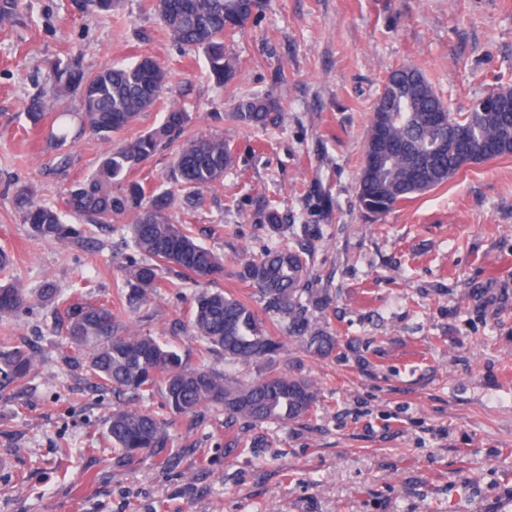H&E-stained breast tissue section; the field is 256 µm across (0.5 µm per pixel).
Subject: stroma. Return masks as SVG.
I'll return each instance as SVG.
<instances>
[{
	"instance_id": "35a3bbf8",
	"label": "stroma",
	"mask_w": 512,
	"mask_h": 512,
	"mask_svg": "<svg viewBox=\"0 0 512 512\" xmlns=\"http://www.w3.org/2000/svg\"><path fill=\"white\" fill-rule=\"evenodd\" d=\"M0 26V285L30 302L0 321V344L36 352L28 382L0 399V512H512V156L461 171L447 184L377 218L357 203L366 133L388 73L416 67L453 110L512 86V0H265L259 18L226 37L243 61L219 87L200 50L175 45L152 0H121L109 16L71 0H24ZM148 54L171 74L164 103L125 137L184 102L189 132L234 140L224 182L196 208H173L226 267L271 243L255 214L276 206L291 224H315L312 285L326 293L313 323L336 338L326 360L288 339L273 361L235 367L246 379L287 373L321 391L299 422L240 428L219 408L176 417L160 393L142 408L166 424V448L116 462L106 435L112 394L67 349L65 329L38 293L118 304L122 221L61 246L35 237L15 210L18 189L45 203L97 164L100 142L60 143L34 130L29 100L57 59L88 69ZM285 71L287 87L275 83ZM281 99L268 130L229 114L240 96ZM68 167H60L61 158ZM199 285L164 282L128 328L161 338L185 361L223 372L222 355L186 332ZM242 435L239 447L228 440ZM263 440L260 448L253 439Z\"/></svg>"
}]
</instances>
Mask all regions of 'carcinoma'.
I'll return each mask as SVG.
<instances>
[{"instance_id":"1","label":"carcinoma","mask_w":512,"mask_h":512,"mask_svg":"<svg viewBox=\"0 0 512 512\" xmlns=\"http://www.w3.org/2000/svg\"><path fill=\"white\" fill-rule=\"evenodd\" d=\"M83 14H110L119 0H73ZM21 0H0V25L11 24ZM262 8L259 0H155V10L169 38L182 47L204 52L210 78L217 85L237 78L238 58L224 53V35L242 30ZM168 83V72L151 55L120 66L87 72L75 59L55 63L53 84L29 100L27 118L33 127L52 116V138L64 142L70 121L79 130L105 144L112 135L134 125L150 111ZM79 98L73 112L68 100ZM511 87H495L465 111L450 112L430 82L416 68L402 66L390 72L374 104L366 137L362 174L356 195L360 209L382 215L397 204L448 183L475 154L495 160L512 156ZM280 102L258 95L236 102L230 119L248 129L266 130ZM189 113L169 103L164 119L146 132L108 148L96 168L67 192L65 206L92 224H126L129 243L138 259L124 269L120 302L128 308L146 305L154 297L163 273L198 282L224 277V259L199 243L188 224L171 215L175 200L187 209L200 193L224 180L236 161L232 141L219 134L193 136L178 146L171 165L172 187L147 194L144 184L130 178L160 148L181 137ZM17 213L38 238L52 244L77 239L83 229L64 222L54 206L23 187L16 195ZM271 245L257 258L240 263L233 275L256 288L262 311L224 290L201 292L189 319V334L234 366H249L275 357L283 337L299 340L315 359L330 357L336 337L314 324L308 313L323 310L330 298L311 287L306 252L282 242L288 231L277 208L258 215ZM28 302L24 289L0 285V318L12 317ZM65 340L73 359L84 365L100 384L124 398L113 407L106 433L119 452L118 461L135 462L167 446L163 422L135 401L162 392L171 412L193 417L202 409H224L230 422H273L286 425L311 416L319 403L313 382L287 374H260L238 380L185 362L172 347L156 337L126 331L112 306L86 299L63 308ZM33 353L20 346L0 347V395L21 387L33 371Z\"/></svg>"}]
</instances>
